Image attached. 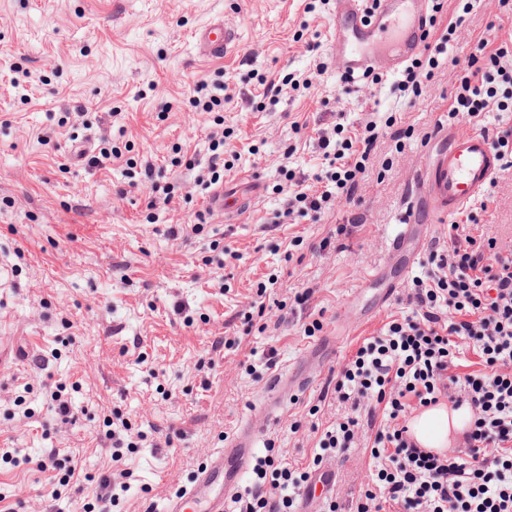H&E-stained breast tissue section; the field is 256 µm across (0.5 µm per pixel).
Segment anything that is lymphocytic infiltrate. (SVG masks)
I'll use <instances>...</instances> for the list:
<instances>
[{
    "mask_svg": "<svg viewBox=\"0 0 512 512\" xmlns=\"http://www.w3.org/2000/svg\"><path fill=\"white\" fill-rule=\"evenodd\" d=\"M448 43L441 37L433 54L404 67L401 95H422ZM477 49L448 110L449 118L476 126L490 99H497L498 111L512 108V47L492 49L482 40ZM396 122L393 116L381 125L372 121L353 135L339 123L333 135H320L327 187L313 190L305 177L281 168L286 198L274 223L294 214L321 216L333 199L351 194L378 140ZM449 239L448 248L431 250L427 274L414 278L408 312L365 338L332 377L338 403L351 413L323 431L314 466L356 445L354 412L363 400L371 402L373 486L359 497L356 512H512V252H499L493 239L464 228ZM443 402L469 406L470 419L464 448L435 453L412 438L408 417ZM253 473L240 512H295L311 476L272 452L257 458Z\"/></svg>",
    "mask_w": 512,
    "mask_h": 512,
    "instance_id": "f902f5d3",
    "label": "lymphocytic infiltrate"
}]
</instances>
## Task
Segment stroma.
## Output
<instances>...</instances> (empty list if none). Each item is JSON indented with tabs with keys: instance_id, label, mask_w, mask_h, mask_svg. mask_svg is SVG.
Instances as JSON below:
<instances>
[{
	"instance_id": "obj_1",
	"label": "stroma",
	"mask_w": 512,
	"mask_h": 512,
	"mask_svg": "<svg viewBox=\"0 0 512 512\" xmlns=\"http://www.w3.org/2000/svg\"><path fill=\"white\" fill-rule=\"evenodd\" d=\"M335 0H0V512H83L98 482L127 483L114 512H156L239 424L249 420L276 373L308 366L310 381L277 419L261 426L290 463L307 465L322 428L342 414L325 396L331 371L390 315L406 310L430 247L448 243L447 224L429 225L413 268L390 250L406 212L432 215L425 166L445 149L453 88L467 73L478 40L512 41L502 0H444L431 43L452 41L416 101L398 98L395 76L344 84L331 47ZM221 19L240 45L221 60L199 56L192 33ZM311 79L262 97L259 78ZM224 84L232 96L223 125L234 157L228 193L255 199L236 222L214 216L203 232L196 169L171 165L174 148L205 162L220 126L189 103L197 82ZM397 117V137L381 138L351 198L336 199L320 220L268 230L283 206L281 168L325 172L320 131ZM52 131L53 143L41 142ZM121 155L99 167L77 151L100 141ZM152 162L169 204L145 208L128 163ZM473 234L512 250V169H498ZM232 249L223 264L215 249ZM384 272L399 289L380 303L371 278ZM268 282L265 298L257 285ZM311 291L307 308L297 293ZM263 312L245 323L255 300ZM320 321L315 336L306 325ZM238 339L213 352L215 338ZM276 349L277 364L264 355ZM61 390L71 405L56 414ZM317 407L309 415V407ZM141 436L114 456L109 421ZM367 439L328 462L338 502L355 507L370 477ZM59 469H42L49 452ZM87 479L61 485L63 464Z\"/></svg>"
}]
</instances>
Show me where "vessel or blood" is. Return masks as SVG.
<instances>
[{"instance_id":"1","label":"vessel or blood","mask_w":512,"mask_h":512,"mask_svg":"<svg viewBox=\"0 0 512 512\" xmlns=\"http://www.w3.org/2000/svg\"><path fill=\"white\" fill-rule=\"evenodd\" d=\"M373 16H365L361 0H336V33L332 48L344 72L358 75L374 70L396 73L424 52L429 40L430 0H379ZM192 39L201 55L221 58L237 45L239 34L215 20L195 30ZM501 158L490 139L472 126H458L448 135V147L435 166L429 191L445 213L456 216L478 199L493 180ZM219 214L245 209L244 198L216 190L209 199ZM307 377L286 372L274 381L275 394L264 404L266 417H276L283 396L301 390ZM257 430L241 423L198 470L188 487L168 499L160 512H226L236 497L256 455Z\"/></svg>"}]
</instances>
